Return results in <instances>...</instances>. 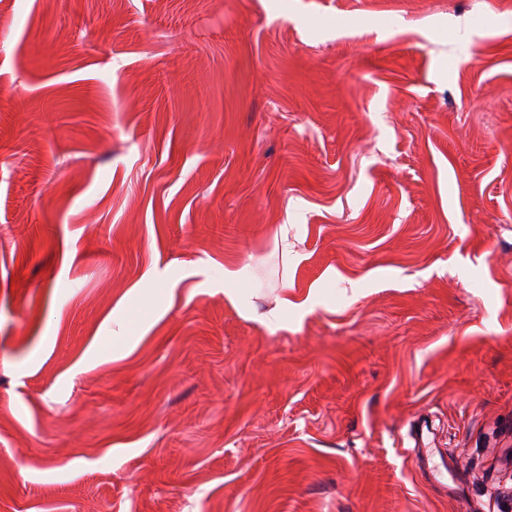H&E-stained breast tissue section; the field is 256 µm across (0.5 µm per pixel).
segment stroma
I'll return each instance as SVG.
<instances>
[{"instance_id":"obj_1","label":"stroma","mask_w":512,"mask_h":512,"mask_svg":"<svg viewBox=\"0 0 512 512\" xmlns=\"http://www.w3.org/2000/svg\"><path fill=\"white\" fill-rule=\"evenodd\" d=\"M0 512H512V0H0Z\"/></svg>"}]
</instances>
